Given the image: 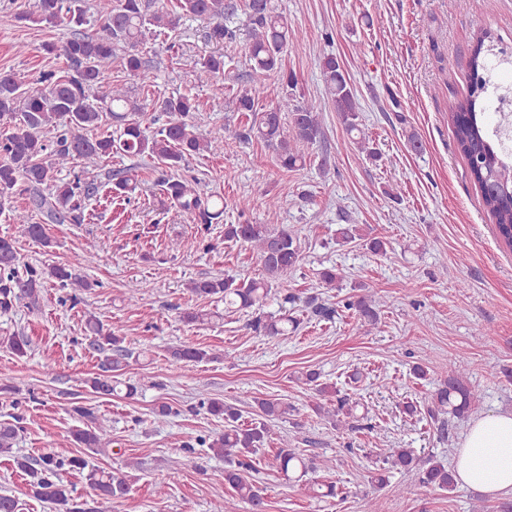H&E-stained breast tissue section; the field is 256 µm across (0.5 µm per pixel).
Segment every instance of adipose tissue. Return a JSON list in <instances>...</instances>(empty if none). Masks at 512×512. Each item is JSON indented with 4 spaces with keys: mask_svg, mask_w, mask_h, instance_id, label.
Here are the masks:
<instances>
[{
    "mask_svg": "<svg viewBox=\"0 0 512 512\" xmlns=\"http://www.w3.org/2000/svg\"><path fill=\"white\" fill-rule=\"evenodd\" d=\"M454 470L464 486L512 493V414L491 412L474 419Z\"/></svg>",
    "mask_w": 512,
    "mask_h": 512,
    "instance_id": "1",
    "label": "adipose tissue"
}]
</instances>
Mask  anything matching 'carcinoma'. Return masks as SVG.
<instances>
[{
	"instance_id": "obj_1",
	"label": "carcinoma",
	"mask_w": 512,
	"mask_h": 512,
	"mask_svg": "<svg viewBox=\"0 0 512 512\" xmlns=\"http://www.w3.org/2000/svg\"><path fill=\"white\" fill-rule=\"evenodd\" d=\"M95 28L86 31L90 20L87 0H33L29 9L16 14L19 20L55 26L65 24L70 35L60 45L46 46L69 63L67 74L49 71L38 79V87L28 90L26 76L14 71L0 72V198L17 190L30 193L33 208L45 223L32 221L27 210L13 214L21 236L45 246L51 243L48 224H78L83 220L85 201L96 192L95 184L82 175L95 168L112 153L139 156L147 153L169 169H178L187 157L211 152L224 142V131H202L195 121L198 105L194 98L178 94L151 99L132 94L122 84L105 95L95 88L117 65L128 77L146 83L148 73L141 45L150 33L176 30L181 20L197 17L208 21V40L222 44L236 41L233 30L224 25L227 14L236 9L230 0H176L175 9L154 8V0H95ZM248 36L238 42L239 53L250 63V84L240 86L227 100L231 112L246 117L242 136L256 139L271 148L275 161L284 171L296 170L306 163L296 148L299 143L313 144L321 137L320 112L323 104L297 93L296 75L285 65L286 53L292 51L288 18L274 11L271 0H244ZM328 91V102L338 114L344 129L359 151L372 160L378 154L370 147L361 127L360 107L350 77L334 55L320 62ZM469 91L448 113L457 148L465 159L470 176L478 186L488 213L495 220L500 239L512 248V148L507 145L512 134V51L502 46L499 38L488 32L476 37L469 60ZM275 78L280 85L276 102L261 107L256 101L258 84ZM159 112L166 121L152 133L146 124H156ZM116 127L117 137L97 136L93 131L103 121ZM83 164L82 174L69 180L57 178L58 172L75 161ZM165 197L175 207L194 216L205 226L223 213L218 202L204 200L192 182L185 178L163 180ZM224 239L246 243L257 251L264 275L260 278L200 279L189 283V291L199 297L220 298L227 309L260 308L289 271L302 259V239L290 227L274 228L267 224H226ZM88 262L77 255L64 264L41 267L21 266L18 240L0 237V316L12 313L20 303L35 305L41 299L45 283L55 279L61 286L86 290L92 284L80 274ZM380 300L361 295L346 307L357 312L360 320L371 326L378 323ZM86 329L95 336L101 351L110 355L105 367L88 380L93 392L112 396L120 392L131 397L137 392L132 384H123L117 372L133 352L125 339L104 328L94 313L86 315ZM288 318L271 319L258 314L250 328L267 337L282 336ZM179 365L200 362L206 351L189 345L170 349ZM477 394L469 386L463 364L448 362V377L431 396L429 414L464 417L473 412ZM213 416L224 419V433L208 444L214 455L228 460L224 481L238 501L249 506V512H263V488L244 475L243 459L262 450L272 439L269 421L288 414V406L271 400L258 402L260 418L245 425L241 414L223 401L212 399L201 403ZM356 403L347 397L337 399L329 408L321 403L316 410L346 418L353 415ZM18 430L10 423H0V456L12 461L32 497L45 503L53 512H101L97 503H109L129 492L125 476L93 465L89 458L75 455L63 459L52 452L37 458L13 454ZM78 447L99 451L112 444V428L98 422L88 429L73 432ZM278 468L286 480L293 475L304 477L314 469L312 463L292 448L291 439L278 437ZM385 464L406 471L418 470L423 488L452 491L453 474L441 463L419 467L417 457L407 448H381ZM68 468L81 475L93 491L95 506L74 495L60 479L59 470Z\"/></svg>"
}]
</instances>
